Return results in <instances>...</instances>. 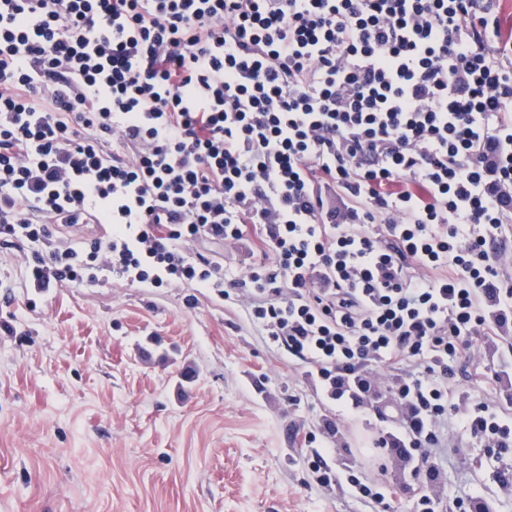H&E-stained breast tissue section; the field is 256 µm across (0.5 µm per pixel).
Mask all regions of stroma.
<instances>
[{
  "label": "stroma",
  "mask_w": 512,
  "mask_h": 512,
  "mask_svg": "<svg viewBox=\"0 0 512 512\" xmlns=\"http://www.w3.org/2000/svg\"><path fill=\"white\" fill-rule=\"evenodd\" d=\"M497 347L478 341L448 385L456 406L512 416V376L485 383ZM333 406L262 339L240 307L187 284L27 287L0 248V512H371L347 483L323 488L307 436ZM338 421V473L370 428ZM448 498L512 512L486 443L448 426Z\"/></svg>",
  "instance_id": "1"
}]
</instances>
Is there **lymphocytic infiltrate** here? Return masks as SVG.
<instances>
[{
  "label": "lymphocytic infiltrate",
  "mask_w": 512,
  "mask_h": 512,
  "mask_svg": "<svg viewBox=\"0 0 512 512\" xmlns=\"http://www.w3.org/2000/svg\"><path fill=\"white\" fill-rule=\"evenodd\" d=\"M496 2L0 0V245L38 289L236 299L354 418L385 369L397 417L348 481L390 512L383 460L419 449L413 512H438L449 419L512 447L511 416L448 385L475 336H512ZM253 235L227 278L214 247Z\"/></svg>",
  "instance_id": "f902f5d3"
}]
</instances>
